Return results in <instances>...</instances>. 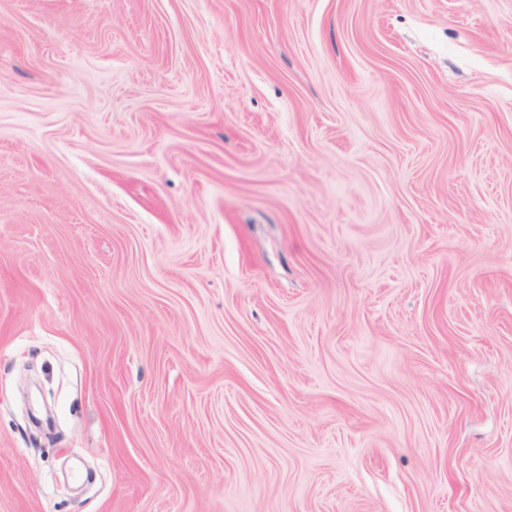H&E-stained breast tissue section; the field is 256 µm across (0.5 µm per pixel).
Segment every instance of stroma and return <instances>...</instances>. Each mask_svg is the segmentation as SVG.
<instances>
[{
	"label": "stroma",
	"instance_id": "1",
	"mask_svg": "<svg viewBox=\"0 0 512 512\" xmlns=\"http://www.w3.org/2000/svg\"><path fill=\"white\" fill-rule=\"evenodd\" d=\"M0 512H512V0H0Z\"/></svg>",
	"mask_w": 512,
	"mask_h": 512
}]
</instances>
